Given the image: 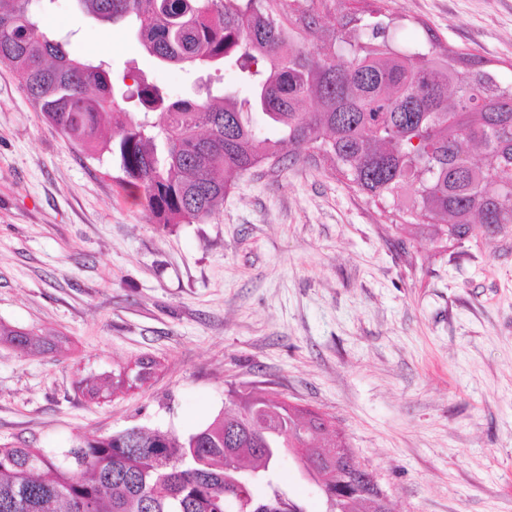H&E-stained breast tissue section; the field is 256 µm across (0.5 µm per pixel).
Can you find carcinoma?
<instances>
[{
  "label": "carcinoma",
  "mask_w": 512,
  "mask_h": 512,
  "mask_svg": "<svg viewBox=\"0 0 512 512\" xmlns=\"http://www.w3.org/2000/svg\"><path fill=\"white\" fill-rule=\"evenodd\" d=\"M30 2L0 0V62L71 142L116 158L158 224L202 223L224 206L226 175L303 158L370 199H399L433 239L512 232V82L469 52L395 47L381 6L324 29L330 0H76L129 24L159 68L234 69L245 88L211 79L206 96L174 99L128 67L125 90L143 107L130 112L112 69L44 31ZM310 98L316 110H301ZM0 336L36 344L23 329ZM292 439L319 458L348 447L329 417L271 395L242 397L184 437L134 427L86 439L66 461L0 446V512H307L278 480ZM362 476L346 462L318 486L323 512H374Z\"/></svg>",
  "instance_id": "obj_1"
}]
</instances>
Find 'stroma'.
<instances>
[{"mask_svg": "<svg viewBox=\"0 0 512 512\" xmlns=\"http://www.w3.org/2000/svg\"><path fill=\"white\" fill-rule=\"evenodd\" d=\"M404 49L512 81V0H388ZM85 59L160 82L132 29L42 14ZM111 154L55 130L0 63V445L59 456L130 428L192 433L229 391L329 416L393 512H512V233L415 231L327 162L232 176L202 224H154Z\"/></svg>", "mask_w": 512, "mask_h": 512, "instance_id": "1", "label": "stroma"}]
</instances>
